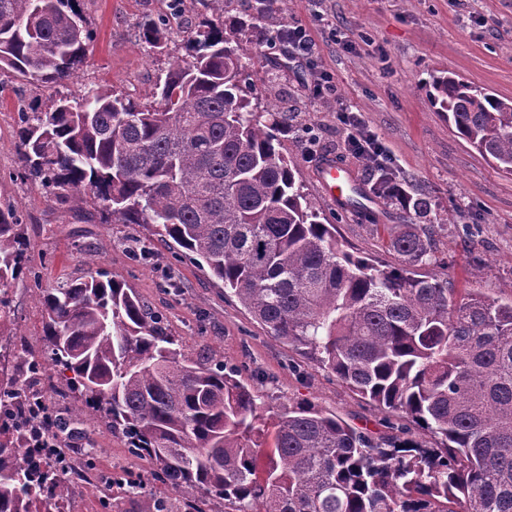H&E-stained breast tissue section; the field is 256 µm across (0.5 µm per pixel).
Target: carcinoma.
Segmentation results:
<instances>
[{"label":"carcinoma","mask_w":512,"mask_h":512,"mask_svg":"<svg viewBox=\"0 0 512 512\" xmlns=\"http://www.w3.org/2000/svg\"><path fill=\"white\" fill-rule=\"evenodd\" d=\"M78 0H0V74L53 86L82 66L90 34ZM286 0H255L278 20ZM232 0L188 38L145 101L98 87L20 113L19 169L71 211L102 224H144L149 236L196 256L270 336L313 358L380 410L439 439H374L309 403L272 423L266 442L254 391L176 348L165 317L84 260L87 275L42 288V353L14 374L0 366V512H49L90 480L94 454L72 445L97 414L148 474L112 480L132 512H512V298L413 267L431 261V227L386 224L393 271L344 251L280 151L288 130L274 105L256 111L244 48L225 35L243 21ZM145 24L153 48L167 40ZM437 111L512 175V101L455 74L427 88ZM376 194L418 216L431 211L387 167ZM11 204L0 207V323L29 259ZM64 383L68 415L26 380Z\"/></svg>","instance_id":"carcinoma-1"}]
</instances>
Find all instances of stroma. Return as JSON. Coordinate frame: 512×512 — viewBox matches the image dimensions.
I'll list each match as a JSON object with an SVG mask.
<instances>
[{
    "label": "stroma",
    "instance_id": "35a3bbf8",
    "mask_svg": "<svg viewBox=\"0 0 512 512\" xmlns=\"http://www.w3.org/2000/svg\"><path fill=\"white\" fill-rule=\"evenodd\" d=\"M79 4L91 32L87 59L56 90L74 97L103 84L135 98L149 96L158 76L185 55L191 31L212 16L208 0H182L180 21L166 47L152 51L142 41L143 26L168 14L170 0ZM233 13L246 23L253 95L259 106L274 101L290 113L282 151L293 160L310 201L335 224L342 248L383 269L400 266L383 227L415 221L400 205L371 193L373 174L349 150V129L338 117L344 109L381 145L407 192L431 198L425 221L435 227L436 261L418 267V274L447 279L458 294L477 288L492 299H511L512 175L489 164L436 112L426 84L432 74L452 72L512 100V0H288L283 21L306 26L320 65L336 82L331 100L315 96L308 71L285 59L273 42L274 27L253 19L244 0H234ZM5 85L0 93V204L14 205L23 217L31 266L10 291L12 320L0 329L6 356L15 354L16 334L25 336L29 352L40 351L41 308L34 283L47 288L82 276L83 258L92 254L112 279L166 317L186 355L222 357L253 388L264 416L309 402L372 437L402 428L407 437L431 444L429 433L379 411L291 346L270 338L194 260L174 259L156 241L153 261L137 262L134 251L146 234L142 225L99 223L47 201L34 185L10 180L9 172L19 166L18 113L54 90L13 75L6 76ZM311 136L316 146H309ZM327 158L351 171L359 192L356 206L344 208L324 197L318 168ZM94 440L101 476L122 479L144 473L145 462L132 456L123 438L105 425H97Z\"/></svg>",
    "mask_w": 512,
    "mask_h": 512
}]
</instances>
